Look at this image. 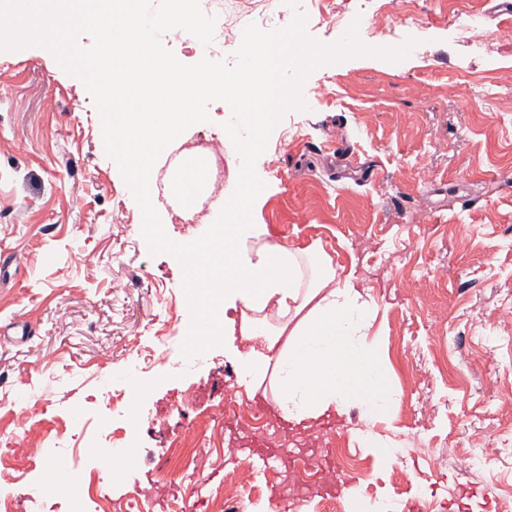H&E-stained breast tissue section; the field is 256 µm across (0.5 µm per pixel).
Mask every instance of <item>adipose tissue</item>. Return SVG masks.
Instances as JSON below:
<instances>
[{
    "instance_id": "1",
    "label": "adipose tissue",
    "mask_w": 512,
    "mask_h": 512,
    "mask_svg": "<svg viewBox=\"0 0 512 512\" xmlns=\"http://www.w3.org/2000/svg\"><path fill=\"white\" fill-rule=\"evenodd\" d=\"M32 15L18 6L5 36L42 41L82 71L96 70L95 85L119 136L110 143L128 176L141 187V205L151 211L149 181L159 151L172 143L193 115L187 101L224 93V73L204 67L182 69L159 62L144 32L138 0H41ZM105 8L107 41L133 36L132 56L106 52L80 55L64 35L72 22ZM255 195L248 177L237 180L224 199L223 250H185L190 304L199 322L188 340L208 345L223 337L235 360L247 397L269 389L281 419L310 427L324 414H348L359 407L369 424L387 414L394 392L375 359L370 330L376 303L355 272L338 274L320 249L272 246L265 230L244 218Z\"/></svg>"
}]
</instances>
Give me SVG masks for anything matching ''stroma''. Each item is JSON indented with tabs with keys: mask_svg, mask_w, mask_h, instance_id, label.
<instances>
[{
	"mask_svg": "<svg viewBox=\"0 0 512 512\" xmlns=\"http://www.w3.org/2000/svg\"><path fill=\"white\" fill-rule=\"evenodd\" d=\"M403 0H285L280 33L296 32L322 56L281 64L283 83L307 86L303 103L283 106L247 159L259 195L246 220L266 241L321 245L338 269H355L378 306L371 338L395 393L384 421L367 427L359 409L337 437L356 459L347 469L340 512H505L512 493V43L473 51L455 30L457 14L489 28L512 25L489 0H412L423 27L399 32ZM377 18L365 45L339 52L347 29L337 12ZM457 83V97L443 93ZM493 97H485V86ZM106 113L97 88L48 45L0 43V329L28 321L32 338H0V449L21 434L20 410L59 431L54 450L33 449L39 476L56 482L54 499L30 512H65L82 480L77 451L96 450L112 432L100 379L120 378L136 461L100 472L113 500L140 493L147 512L180 497V471L157 480L170 442L189 415L175 406L185 390L207 407L224 396L234 371L223 343L208 346V369H174L195 322L181 305L187 286L171 243L208 239L224 221L215 200L198 223L175 221L155 198V239L144 226L140 188L114 161L103 137ZM249 126L221 100L200 103L180 142L218 138L224 189L236 188V163ZM122 206L129 223L112 220ZM175 342L153 371L133 370L160 327ZM170 428H150V416ZM371 430V444L358 432ZM217 463L203 477L223 487L241 472L227 455L223 423L206 430ZM258 478L261 495L243 512H282L291 474L277 467Z\"/></svg>",
	"mask_w": 512,
	"mask_h": 512,
	"instance_id": "stroma-1",
	"label": "stroma"
}]
</instances>
